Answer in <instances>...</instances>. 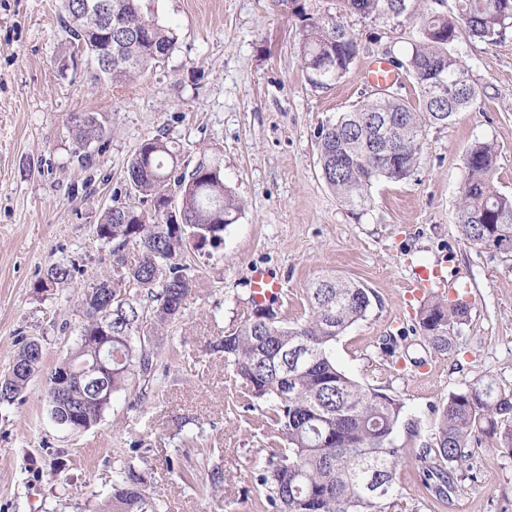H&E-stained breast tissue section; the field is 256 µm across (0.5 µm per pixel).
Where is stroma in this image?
Returning a JSON list of instances; mask_svg holds the SVG:
<instances>
[{
	"label": "stroma",
	"instance_id": "stroma-1",
	"mask_svg": "<svg viewBox=\"0 0 512 512\" xmlns=\"http://www.w3.org/2000/svg\"><path fill=\"white\" fill-rule=\"evenodd\" d=\"M177 43L161 66L112 85L91 70L63 69L69 44L61 0H0V375L22 343L39 340L43 360L27 388L0 405V512H97L126 463L143 466L161 512H260L265 492L254 462L269 438L232 366L210 342L247 318L255 270L277 277L284 323L308 314L307 290L321 273L375 295L366 316L337 338V366L400 400L394 434L399 485L418 512H512V457L491 440L474 449L470 473L448 505L434 507L415 450L433 433L435 407L477 380L512 396V257L472 245L458 228L457 198L476 143L497 148L495 184L512 195V32L490 43L459 32L452 50L468 65L478 99L446 126L428 128L410 177L376 182L361 216L324 183L318 131L373 96L374 60L404 59L414 20L385 21L306 0L336 17L361 51L331 86L302 70L299 21L280 0H144ZM107 117L113 135L101 167L73 162L72 114ZM166 133L180 169L217 165L242 211L219 248L189 251L199 288L183 315L155 335L150 387L113 396L99 424L73 432L48 410L46 381L75 345L82 294L112 276L110 245L96 227L115 205L139 206L125 189L128 161L147 136ZM67 281L37 289L49 267ZM470 287V314L453 348L425 346L419 300L406 285L419 268ZM398 337L394 354L382 340Z\"/></svg>",
	"mask_w": 512,
	"mask_h": 512
}]
</instances>
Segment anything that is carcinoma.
Here are the masks:
<instances>
[{
  "mask_svg": "<svg viewBox=\"0 0 512 512\" xmlns=\"http://www.w3.org/2000/svg\"><path fill=\"white\" fill-rule=\"evenodd\" d=\"M83 0H62L61 27L73 50L94 63L98 80L124 84L155 68L176 44L174 30L145 10L142 0H110L112 31L103 18L82 9ZM344 10L364 18L395 19L410 12L419 22V39L411 44L406 66L419 88L418 107L393 94L368 99L318 132L321 176L348 209L360 214L370 189L381 179L408 178L421 154L427 128L446 125L477 100L465 62L451 49L464 26L473 38L492 43L512 28V0H457V15L437 9L441 0H341ZM301 22L298 52L310 81L328 86L346 75L359 45L355 35L332 16L292 9ZM389 117L392 128L381 136L374 120ZM77 142L74 157L82 168L100 158L87 151L97 140L107 144L112 127L97 112L70 116ZM495 148L477 143L466 154L467 177L460 187L457 214L461 235L474 245L496 246L512 256V197L494 184ZM178 151L164 134L144 139L129 160L127 191L150 203L147 215L135 207L116 205L97 225L100 239L113 243L112 279L101 280L83 293L84 320L69 358L90 360L92 349L83 337L112 325V376L100 389L108 396L123 391L136 378L154 379L155 351L145 337L155 326L181 317L185 299L199 287L197 277L179 263L192 240L195 249L219 248L224 231L236 223L241 205L224 184L221 171L198 163L188 174L177 172ZM180 195L183 219L167 220L165 205L172 189ZM71 277L54 266L37 287L51 288ZM137 288L141 297L127 295ZM150 303L147 320L141 298ZM308 315L295 325L256 318L262 304L251 301L246 320L213 343L224 352L251 402L271 404L269 428L275 440L254 464L256 481L265 489L262 512H417L404 501L397 479L400 449L393 435L403 404L351 379L336 365L333 345L371 306L368 291L354 281L323 275L308 289ZM467 302L429 300L418 313L422 338L433 350L453 347L455 327L468 321ZM43 350L22 342L10 372L0 377V404H10L26 388L23 372L32 354ZM51 417L79 431L100 422L109 402H100L89 388L74 384L59 401L46 391ZM494 440V450L512 456V396L499 392L492 379H480L453 393L435 410L431 440L417 449L415 462L422 484L440 503L456 492L460 472L469 468V449ZM160 501L148 492V478L129 463L101 512H159Z\"/></svg>",
  "mask_w": 512,
  "mask_h": 512,
  "instance_id": "cac0c4a2",
  "label": "carcinoma"
}]
</instances>
